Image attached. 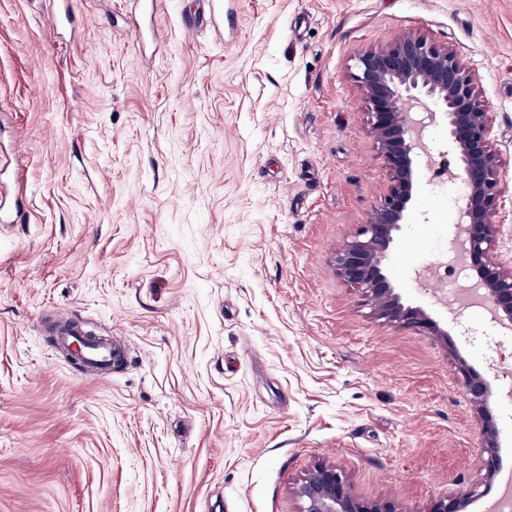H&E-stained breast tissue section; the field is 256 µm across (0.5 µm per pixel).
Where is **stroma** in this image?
I'll return each mask as SVG.
<instances>
[{"label": "stroma", "instance_id": "35a3bbf8", "mask_svg": "<svg viewBox=\"0 0 512 512\" xmlns=\"http://www.w3.org/2000/svg\"><path fill=\"white\" fill-rule=\"evenodd\" d=\"M0 0V512H298L317 461L361 498L429 512L482 481L459 359L512 440V337L418 271L458 221L422 170L385 268L448 338L374 318L334 257L389 185L352 78L408 32L474 75L512 254V0H227L223 35L158 0ZM125 336L85 379L43 316Z\"/></svg>", "mask_w": 512, "mask_h": 512}]
</instances>
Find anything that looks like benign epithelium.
I'll return each instance as SVG.
<instances>
[{
	"instance_id": "obj_1",
	"label": "benign epithelium",
	"mask_w": 512,
	"mask_h": 512,
	"mask_svg": "<svg viewBox=\"0 0 512 512\" xmlns=\"http://www.w3.org/2000/svg\"><path fill=\"white\" fill-rule=\"evenodd\" d=\"M353 79L370 109V133L390 171V185L369 221L336 252V273L370 302L373 315L386 323L434 336H448L425 310L402 302L385 270L394 234L413 207L414 187L423 168L435 164L434 148L423 140L414 119L417 109L431 118L442 115L448 126V154L458 161L466 186L457 202L459 224L452 251L463 269L483 290L491 320L512 330V257L492 260L502 206L498 159L492 149L493 129L475 98L474 77L456 52L421 33H409L390 45L364 52ZM458 374L481 421L485 459L484 482L503 472L500 433L488 410L489 381L461 359ZM480 484L434 502L429 512H466L483 496ZM298 512H399L392 500L355 496L346 474L334 463L318 462L295 484Z\"/></svg>"
}]
</instances>
